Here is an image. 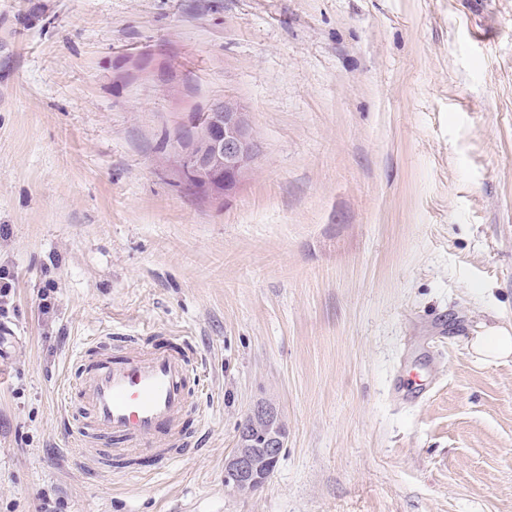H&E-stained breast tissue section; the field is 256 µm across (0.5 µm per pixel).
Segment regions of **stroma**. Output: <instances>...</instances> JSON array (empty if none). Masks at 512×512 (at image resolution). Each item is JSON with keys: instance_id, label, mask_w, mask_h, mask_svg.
Instances as JSON below:
<instances>
[{"instance_id": "35a3bbf8", "label": "stroma", "mask_w": 512, "mask_h": 512, "mask_svg": "<svg viewBox=\"0 0 512 512\" xmlns=\"http://www.w3.org/2000/svg\"><path fill=\"white\" fill-rule=\"evenodd\" d=\"M237 102L235 193L167 165ZM0 512H512V0H0ZM173 341L198 451L93 473L86 337ZM286 446L248 496L237 425ZM481 332L471 340L476 356L485 362L508 360L512 357V327L494 324L481 326ZM282 423L280 413L272 403H259L250 410L239 424L237 448L224 462L226 486L239 495H248L266 482L267 473L260 461L277 460L271 469H267L273 473L286 443V432L278 430ZM266 424L274 426L278 432L260 435L262 448H255L258 428Z\"/></svg>"}]
</instances>
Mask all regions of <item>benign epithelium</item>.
Instances as JSON below:
<instances>
[{"label": "benign epithelium", "instance_id": "1", "mask_svg": "<svg viewBox=\"0 0 512 512\" xmlns=\"http://www.w3.org/2000/svg\"><path fill=\"white\" fill-rule=\"evenodd\" d=\"M258 149L243 113L230 104L217 106L200 129L197 143L186 152L198 174V188L210 194L236 189L248 157ZM271 403L255 405L238 427V444L224 462L225 485L240 495H248L267 480L261 460L280 458L286 432Z\"/></svg>", "mask_w": 512, "mask_h": 512}]
</instances>
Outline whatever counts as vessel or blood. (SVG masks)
<instances>
[{"mask_svg":"<svg viewBox=\"0 0 512 512\" xmlns=\"http://www.w3.org/2000/svg\"><path fill=\"white\" fill-rule=\"evenodd\" d=\"M111 339L108 332L89 337L77 351L80 416L68 432L101 473L112 471L115 444L152 448L161 466H171L192 445L180 427L194 395L191 358L184 350L153 346L116 355Z\"/></svg>","mask_w":512,"mask_h":512,"instance_id":"obj_1","label":"vessel or blood"}]
</instances>
